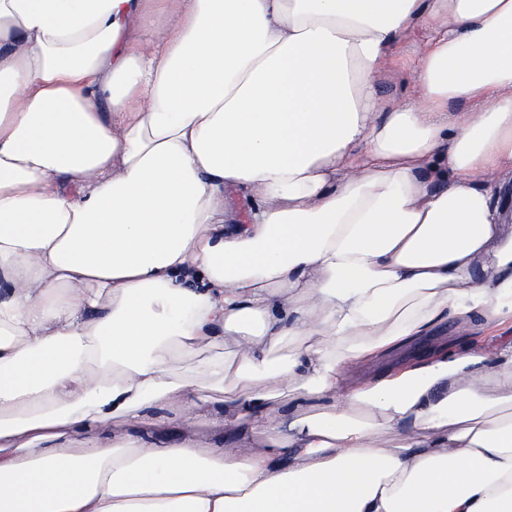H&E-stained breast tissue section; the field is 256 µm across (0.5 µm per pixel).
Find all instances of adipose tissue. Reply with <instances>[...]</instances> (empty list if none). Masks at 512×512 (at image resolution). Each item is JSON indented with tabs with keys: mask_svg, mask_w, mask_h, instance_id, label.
Returning a JSON list of instances; mask_svg holds the SVG:
<instances>
[{
	"mask_svg": "<svg viewBox=\"0 0 512 512\" xmlns=\"http://www.w3.org/2000/svg\"><path fill=\"white\" fill-rule=\"evenodd\" d=\"M511 178L512 0H0V512H512ZM411 83L406 73L398 71L391 80H384L379 83L378 94L380 97H390L392 95H409L411 93ZM465 335L466 333L458 327L456 321L448 318V321L438 327L434 336H430L421 342L425 345L420 348L419 353L424 354L427 346L431 349L440 345L448 346V349L454 348L463 341Z\"/></svg>",
	"mask_w": 512,
	"mask_h": 512,
	"instance_id": "ef3b65f1",
	"label": "adipose tissue"
}]
</instances>
